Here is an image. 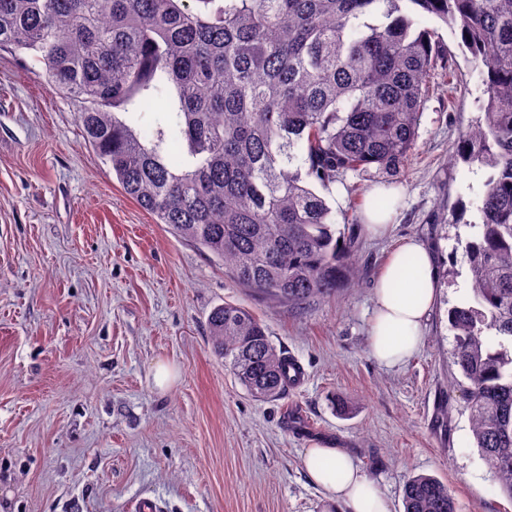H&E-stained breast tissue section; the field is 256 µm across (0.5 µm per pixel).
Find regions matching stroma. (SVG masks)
Listing matches in <instances>:
<instances>
[{"instance_id":"35a3bbf8","label":"stroma","mask_w":512,"mask_h":512,"mask_svg":"<svg viewBox=\"0 0 512 512\" xmlns=\"http://www.w3.org/2000/svg\"><path fill=\"white\" fill-rule=\"evenodd\" d=\"M425 24L458 93L429 94L399 173L320 189L336 232L358 226L359 276L302 311L241 287L128 198L32 54L0 50V512H135L144 498L164 512H322L303 459L320 441L353 453L389 512H404L416 474L447 483L459 512H512L473 445L451 358L447 310L470 293L467 267L442 284L409 360L388 368L369 351L392 252L414 238L448 269L488 176L448 158L481 112V65L457 30ZM375 187L399 194L380 236L362 225ZM459 210L464 223H451ZM224 303L303 365L302 385L272 402L246 391L213 350L208 316ZM160 363L173 371L163 387Z\"/></svg>"}]
</instances>
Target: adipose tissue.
<instances>
[{
  "instance_id": "obj_1",
  "label": "adipose tissue",
  "mask_w": 512,
  "mask_h": 512,
  "mask_svg": "<svg viewBox=\"0 0 512 512\" xmlns=\"http://www.w3.org/2000/svg\"><path fill=\"white\" fill-rule=\"evenodd\" d=\"M438 288L432 250L413 240L404 242L374 289L370 353L379 363L399 365L418 349ZM305 467L326 493L325 512H388L379 489L349 451L332 445L307 449Z\"/></svg>"
}]
</instances>
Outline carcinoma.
I'll return each instance as SVG.
<instances>
[{"instance_id": "carcinoma-1", "label": "carcinoma", "mask_w": 512, "mask_h": 512, "mask_svg": "<svg viewBox=\"0 0 512 512\" xmlns=\"http://www.w3.org/2000/svg\"><path fill=\"white\" fill-rule=\"evenodd\" d=\"M422 17L458 29L485 67L482 116L451 158L490 173L462 245L470 294L447 314L474 445L512 498V0H0V47L36 54L157 223L302 310L359 271L311 184L397 173L416 151L442 60ZM149 112L148 131L129 123ZM208 327L253 397L285 393L288 358L247 309L219 305ZM403 505L458 512L423 474Z\"/></svg>"}]
</instances>
